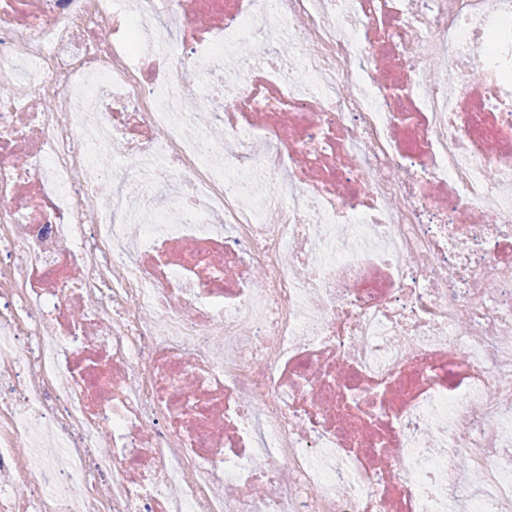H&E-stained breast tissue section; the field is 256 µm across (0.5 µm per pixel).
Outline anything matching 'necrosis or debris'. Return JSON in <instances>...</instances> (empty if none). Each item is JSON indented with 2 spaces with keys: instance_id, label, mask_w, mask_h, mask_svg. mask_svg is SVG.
Masks as SVG:
<instances>
[{
  "instance_id": "obj_1",
  "label": "necrosis or debris",
  "mask_w": 512,
  "mask_h": 512,
  "mask_svg": "<svg viewBox=\"0 0 512 512\" xmlns=\"http://www.w3.org/2000/svg\"><path fill=\"white\" fill-rule=\"evenodd\" d=\"M0 70V512H512V0H0Z\"/></svg>"
}]
</instances>
